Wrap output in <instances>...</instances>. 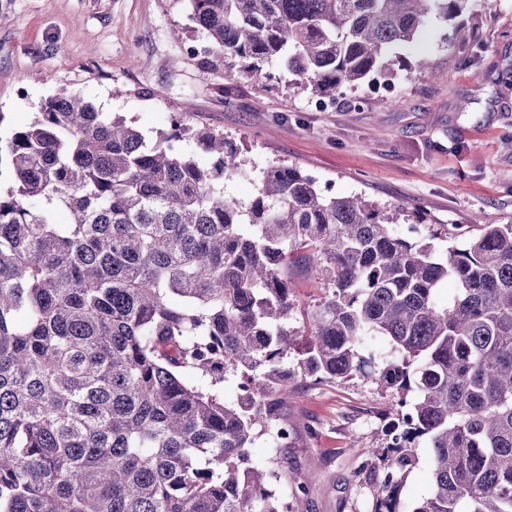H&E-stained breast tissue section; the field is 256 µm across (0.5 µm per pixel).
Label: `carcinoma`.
<instances>
[{
    "instance_id": "carcinoma-1",
    "label": "carcinoma",
    "mask_w": 512,
    "mask_h": 512,
    "mask_svg": "<svg viewBox=\"0 0 512 512\" xmlns=\"http://www.w3.org/2000/svg\"><path fill=\"white\" fill-rule=\"evenodd\" d=\"M191 2L228 78L279 58L323 99L468 0ZM3 158L0 512H290L288 470L249 448L288 422L294 349L305 378L362 375L399 396L391 443L358 467L371 512H512V224L441 251L397 231L425 221L415 209L327 195L283 164L245 207L224 198L241 163L223 134L181 123L148 143L65 92L0 138ZM288 244L333 285L305 337L287 326ZM229 372L235 404L219 393ZM418 439L433 489L408 507Z\"/></svg>"
}]
</instances>
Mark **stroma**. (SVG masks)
Listing matches in <instances>:
<instances>
[{
    "label": "stroma",
    "instance_id": "1",
    "mask_svg": "<svg viewBox=\"0 0 512 512\" xmlns=\"http://www.w3.org/2000/svg\"><path fill=\"white\" fill-rule=\"evenodd\" d=\"M191 13V0H0V135L28 123L48 97L77 93L149 139L169 131L172 113L223 132L242 163L224 181L228 199L249 202L254 168L285 164L336 196L410 203L427 218L424 234L439 240H464L479 215L512 224V82L500 79L512 68V0H470L459 16H431L413 43L390 49L394 104L377 103L363 84L322 111L310 110L309 90L279 62L228 80ZM288 253L298 326L330 284L306 250ZM289 382L292 438L274 450L257 438L252 458L285 460L306 480L300 496L278 488L291 512H370L374 487L357 470L367 449L389 440L395 393L361 376ZM415 452L401 493L408 505L432 490L430 450L420 440Z\"/></svg>",
    "mask_w": 512,
    "mask_h": 512
}]
</instances>
